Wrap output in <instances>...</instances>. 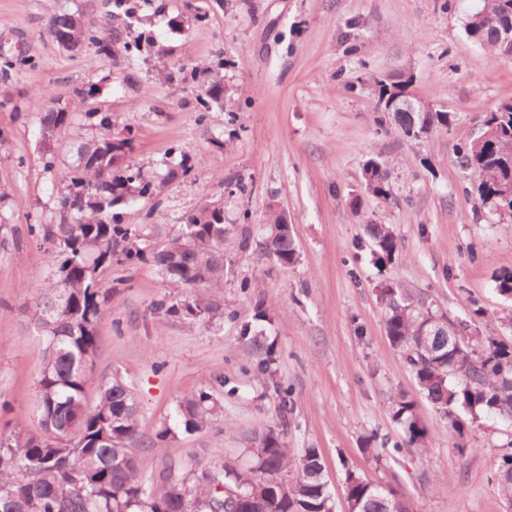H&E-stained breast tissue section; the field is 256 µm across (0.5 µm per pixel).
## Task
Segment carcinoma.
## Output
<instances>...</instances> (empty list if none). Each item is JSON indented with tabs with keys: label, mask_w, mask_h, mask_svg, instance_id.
Instances as JSON below:
<instances>
[{
	"label": "carcinoma",
	"mask_w": 512,
	"mask_h": 512,
	"mask_svg": "<svg viewBox=\"0 0 512 512\" xmlns=\"http://www.w3.org/2000/svg\"><path fill=\"white\" fill-rule=\"evenodd\" d=\"M127 18L123 28L104 31L84 26L69 12L52 15L51 36H67L95 55H110L117 44L125 51H141L142 37L134 34L136 10L129 0H113ZM512 22V0H484L471 14L469 37L496 54L512 59V42L500 31ZM407 96L401 81L378 90V106L409 138L450 124L451 114L430 103L416 112H396L391 104ZM219 80L201 89L203 106L222 103ZM97 135L81 142L76 159L64 173L58 199L59 221L30 224L27 235L42 241L53 256V274L32 296L25 309L44 342L37 380V433L0 432V512H335V500L324 473L322 457L308 448L291 456L281 433L267 429L256 447L248 449L249 467L169 465L155 475L140 474L133 453L139 441L138 407L131 387L119 377L101 382L88 399L87 374L99 348L98 326L112 299L106 276L112 267L134 269L151 265L185 291L178 303L155 309L195 321L224 317V309L208 292L224 287V211L208 201L184 216L161 237L145 224H124L115 210L128 198H151L158 186L141 170L120 166L130 138L118 131L112 113H84ZM43 129L51 134L75 124L62 98H49L42 112ZM483 125L495 128L482 145L469 141L458 150L459 165L470 172L481 204L512 220V102L487 113ZM363 178L372 193L388 197L386 164L371 160ZM379 262L399 255L393 231L385 224L367 225ZM16 228L0 223V252L20 246ZM264 253L288 267L298 254L290 225L274 216L266 225ZM389 343L404 357L423 397L446 420L448 429L463 435L483 415L512 426V343L481 334L477 321L458 320L438 312L423 298H411L397 285L378 288ZM392 419L401 425L407 442L427 434L415 413V402L399 392L389 400ZM215 414L209 396L185 397L178 416L187 433L206 430ZM501 497L512 506V454L502 457L495 474ZM400 498L382 486L348 470L344 501L349 512H386L389 501Z\"/></svg>",
	"instance_id": "1"
}]
</instances>
